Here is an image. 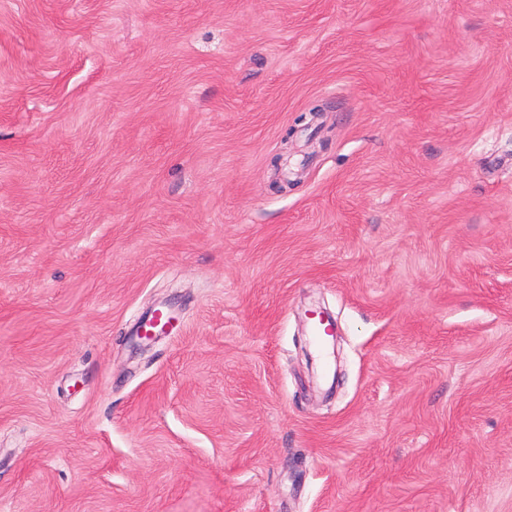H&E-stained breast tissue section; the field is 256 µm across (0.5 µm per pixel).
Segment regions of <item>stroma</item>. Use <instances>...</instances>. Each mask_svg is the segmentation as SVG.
Masks as SVG:
<instances>
[{"label": "stroma", "mask_w": 512, "mask_h": 512, "mask_svg": "<svg viewBox=\"0 0 512 512\" xmlns=\"http://www.w3.org/2000/svg\"><path fill=\"white\" fill-rule=\"evenodd\" d=\"M0 512H512V0H0Z\"/></svg>", "instance_id": "stroma-1"}]
</instances>
